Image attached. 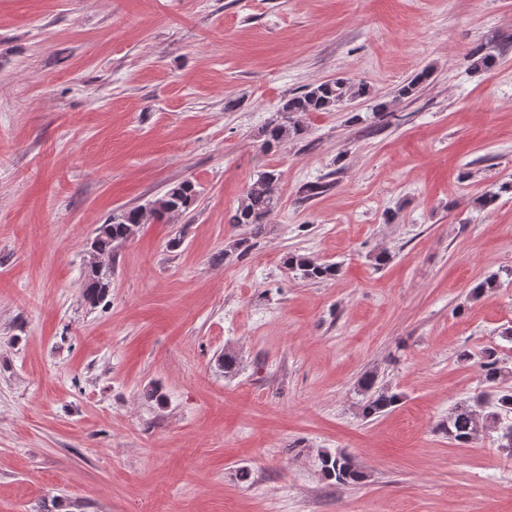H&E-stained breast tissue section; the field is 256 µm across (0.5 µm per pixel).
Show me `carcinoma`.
<instances>
[{
	"mask_svg": "<svg viewBox=\"0 0 512 512\" xmlns=\"http://www.w3.org/2000/svg\"><path fill=\"white\" fill-rule=\"evenodd\" d=\"M433 73L426 67L416 73L407 83L396 90L399 97L414 94ZM368 91L356 86L345 78H336L307 87L299 94L284 99L262 129L263 147L267 150L280 147L290 139L300 138L306 133L301 116L311 112H331L351 101L363 98ZM279 174L274 171L260 173L234 210L230 223L252 227L253 235L262 232L268 216L277 199ZM197 201V190L189 181L170 185L162 196L143 207H135L112 217V222L103 224L89 247V261L86 264L81 283L82 296L94 306L108 295L112 284V256L117 246L134 236L140 225L147 220L165 216L186 214ZM284 264L295 275L307 282L324 281L335 277L339 268L336 264L320 262L302 254L289 253ZM479 367L487 389L471 400L455 406L448 418L441 423V430L448 438L469 444L491 430L498 432L499 447L512 450V422H506L512 414V391L500 389V383L512 371L503 367L496 349L488 348L480 356ZM365 396L362 416L365 419L382 414L398 405L401 395L385 385L378 384V377L368 374L360 380ZM321 470L325 478L339 486L357 484L364 479V473L352 457L338 451L326 452L321 457Z\"/></svg>",
	"mask_w": 512,
	"mask_h": 512,
	"instance_id": "obj_1",
	"label": "carcinoma"
}]
</instances>
